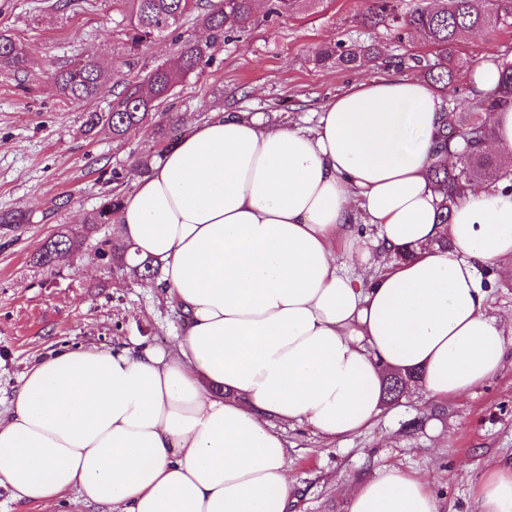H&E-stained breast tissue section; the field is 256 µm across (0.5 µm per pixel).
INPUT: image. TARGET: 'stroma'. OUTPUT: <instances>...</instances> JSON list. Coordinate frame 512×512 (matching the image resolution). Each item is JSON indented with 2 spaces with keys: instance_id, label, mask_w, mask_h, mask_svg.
<instances>
[{
  "instance_id": "1",
  "label": "stroma",
  "mask_w": 512,
  "mask_h": 512,
  "mask_svg": "<svg viewBox=\"0 0 512 512\" xmlns=\"http://www.w3.org/2000/svg\"><path fill=\"white\" fill-rule=\"evenodd\" d=\"M0 0V30L32 53L26 70L0 68V414L31 364L61 347L109 348L139 342L172 346L186 324L174 300L155 285L140 286L117 261L100 254L114 238L113 225L86 231L85 221L104 195L130 193L137 163L160 146L151 127L113 141L105 130L87 131L89 112H104L114 86L143 81L150 71L177 61L181 44L206 45L200 69L186 75L159 110L175 125L213 112H247L270 126H314L324 100L355 79L386 74L373 63L354 69L314 58L337 41L374 44L383 57L429 58L425 38H396L361 25L366 0H301L293 16L265 17L230 40L213 38L195 15L175 33L131 48L124 29L127 0ZM512 60V23L469 34L454 56L479 61L487 51ZM105 66L103 90L94 100H63L50 78L79 57ZM123 61L121 70L111 61ZM67 228L85 234L78 253L50 268L33 256ZM288 457L297 512H347L348 482L394 466L428 480L441 512H477L475 484L493 466L512 462V360L467 395L434 405L419 395L385 405L375 424L350 440L329 442L312 428H287Z\"/></svg>"
}]
</instances>
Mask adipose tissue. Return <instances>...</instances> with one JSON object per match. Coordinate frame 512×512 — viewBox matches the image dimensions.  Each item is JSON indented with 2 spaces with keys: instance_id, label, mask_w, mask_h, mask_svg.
<instances>
[{
  "instance_id": "1",
  "label": "adipose tissue",
  "mask_w": 512,
  "mask_h": 512,
  "mask_svg": "<svg viewBox=\"0 0 512 512\" xmlns=\"http://www.w3.org/2000/svg\"><path fill=\"white\" fill-rule=\"evenodd\" d=\"M443 107L423 81L373 77L327 100L311 130L245 112L186 123L115 215L117 235L161 262L185 335L169 352L78 347L35 363L0 418V485L103 512H289L279 424L344 439L380 415L387 373L418 372L430 403L492 379L512 324L488 314L482 270L512 269V192L467 190L437 224ZM361 224L388 260L367 281L334 252L342 240L365 261ZM443 232L449 247H432ZM475 493L479 512H512V464ZM347 502L440 509L427 481L392 466Z\"/></svg>"
}]
</instances>
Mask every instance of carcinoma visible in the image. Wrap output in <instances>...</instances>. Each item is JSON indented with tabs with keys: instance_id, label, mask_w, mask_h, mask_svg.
Returning <instances> with one entry per match:
<instances>
[{
	"instance_id": "obj_1",
	"label": "carcinoma",
	"mask_w": 512,
	"mask_h": 512,
	"mask_svg": "<svg viewBox=\"0 0 512 512\" xmlns=\"http://www.w3.org/2000/svg\"><path fill=\"white\" fill-rule=\"evenodd\" d=\"M132 4L125 36L130 44L139 47L173 31L182 19L200 8L202 0H128ZM254 0H220L200 15L201 23L216 36L241 32L254 22ZM512 19V0H419L412 7H402L400 0H368L361 14V23L367 27L384 26L393 30L417 31L424 35L435 49L436 61L421 64L415 59L424 78L434 86H446L467 62L454 57L450 49L467 34L492 29ZM206 50L198 43L187 40L180 47L178 61L170 67H158L144 84H126L113 93L111 106L106 112H90L87 130L98 128L112 133L119 140L135 126L152 121L158 108L174 87L189 73L203 64ZM378 49L373 45L348 46L338 42L324 47L316 63L323 65L335 61L345 66H360L375 62ZM32 57L9 35L0 32V68L22 71ZM53 79L63 98L70 103H85L102 90L101 64L95 58H79L56 70ZM512 102V62L501 68V80L491 98H472L460 112H444L441 130L432 164L431 177L437 185L441 199L437 207V221L449 223L453 207L464 195L466 188L478 181L492 184L508 183L512 188V172L504 171L483 151V143L492 136L485 115L499 105ZM459 150V164L448 168L447 154ZM123 200L120 193H112L87 220L88 229L109 224ZM81 236L62 229L45 241L34 256L35 264L42 268L55 265L63 254L77 251ZM103 254L118 258L140 285L154 281L158 267L153 259L134 254L133 245L122 240L103 243Z\"/></svg>"
}]
</instances>
